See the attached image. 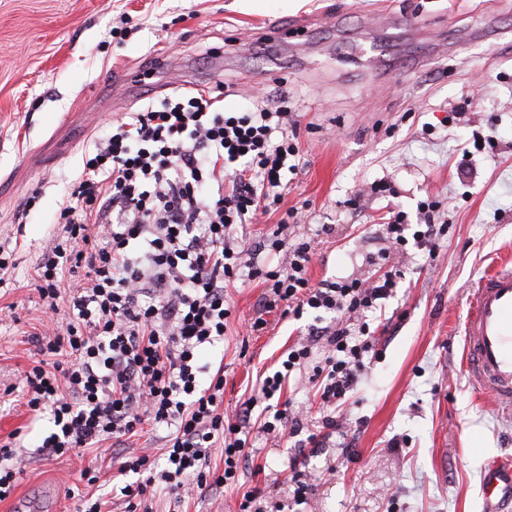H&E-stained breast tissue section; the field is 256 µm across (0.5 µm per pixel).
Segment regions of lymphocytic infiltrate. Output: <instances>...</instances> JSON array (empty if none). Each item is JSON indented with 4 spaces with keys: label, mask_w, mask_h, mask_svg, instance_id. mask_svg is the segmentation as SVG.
Instances as JSON below:
<instances>
[{
    "label": "lymphocytic infiltrate",
    "mask_w": 512,
    "mask_h": 512,
    "mask_svg": "<svg viewBox=\"0 0 512 512\" xmlns=\"http://www.w3.org/2000/svg\"><path fill=\"white\" fill-rule=\"evenodd\" d=\"M220 96L182 92L151 102L113 122L84 163L60 210L61 233L41 255L35 285L47 322L36 364L23 377L26 405L49 413L53 431L43 455H82L108 444L120 460L112 485L135 512L138 499L158 488L175 499L238 485L249 461L252 430L276 437L297 433L308 417L284 405L253 426L259 401L281 396L293 372L309 363L313 344L325 350L313 372L323 406H339L357 384L372 338L364 321L398 288L402 274L312 282L314 237L291 238L297 209L280 210L287 176L297 169V121L287 107L254 105L229 111ZM422 224L410 230L404 211L386 225L383 259L408 244L435 251L443 231L438 205L420 202ZM279 212L262 248L238 230L257 212ZM284 255V264L273 258ZM256 281L263 292V330L274 310L330 315L311 325L257 394L224 409V372L200 360L224 338L231 315L228 288ZM167 431L160 458L124 452L143 423ZM221 449L223 470L211 468ZM135 481H127V474Z\"/></svg>",
    "instance_id": "lymphocytic-infiltrate-1"
}]
</instances>
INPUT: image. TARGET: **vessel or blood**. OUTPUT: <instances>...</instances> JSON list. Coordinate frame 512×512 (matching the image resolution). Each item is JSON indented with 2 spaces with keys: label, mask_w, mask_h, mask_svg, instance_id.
<instances>
[{
  "label": "vessel or blood",
  "mask_w": 512,
  "mask_h": 512,
  "mask_svg": "<svg viewBox=\"0 0 512 512\" xmlns=\"http://www.w3.org/2000/svg\"><path fill=\"white\" fill-rule=\"evenodd\" d=\"M464 367L479 392L491 393L512 412V263L497 266L476 284L464 324ZM485 512L512 503V463L488 462L481 479Z\"/></svg>",
  "instance_id": "obj_1"
}]
</instances>
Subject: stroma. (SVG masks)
<instances>
[{"label": "stroma", "instance_id": "35a3bbf8", "mask_svg": "<svg viewBox=\"0 0 512 512\" xmlns=\"http://www.w3.org/2000/svg\"><path fill=\"white\" fill-rule=\"evenodd\" d=\"M120 72L130 82L114 83ZM184 88L223 89L228 110L299 113L301 167L283 205L302 211L297 236L329 227L312 282L381 274L373 259L390 211L416 225L418 203L437 200L448 225L434 259L413 247L394 256L402 286L367 318L371 362L336 411L342 428L306 459L315 492L294 512H483L480 477L489 461L512 459V416L469 383L462 326L476 282L512 260V0H0V248L16 252L0 288V442L20 435L16 495L50 490L51 512L98 496L103 512H125L109 493L111 453L35 452L51 423L33 419L19 388L43 320L32 277L112 119ZM380 178L393 196L366 192ZM262 291L256 281L230 289L224 341L201 353L224 369L228 410L307 338V319L276 312L248 333ZM309 376L283 391L307 406L306 436L324 416ZM251 442L240 487L181 502L159 490L150 512H239L244 489L273 483L287 500L294 438L256 431Z\"/></svg>", "mask_w": 512, "mask_h": 512}]
</instances>
